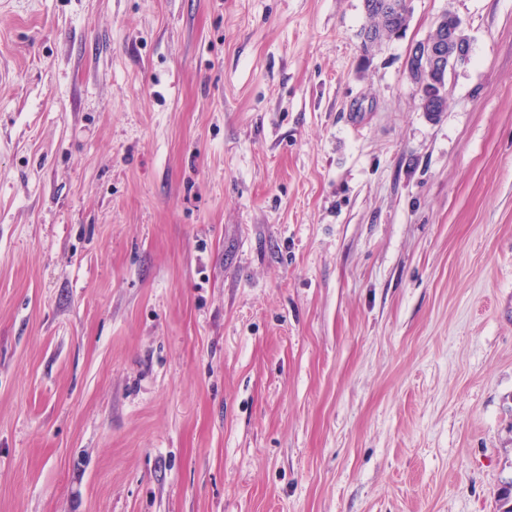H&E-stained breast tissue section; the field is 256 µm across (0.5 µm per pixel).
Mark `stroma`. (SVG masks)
Wrapping results in <instances>:
<instances>
[{
    "label": "stroma",
    "mask_w": 512,
    "mask_h": 512,
    "mask_svg": "<svg viewBox=\"0 0 512 512\" xmlns=\"http://www.w3.org/2000/svg\"><path fill=\"white\" fill-rule=\"evenodd\" d=\"M412 7L0 0V512H498L512 0ZM364 7L365 12L372 11L374 13L379 14L381 17L386 18L392 11L400 9V5L397 4L394 0H366ZM378 15L375 14H367L366 13V24L361 29L360 36L362 39V36L365 32L369 33L370 31H374L379 35L380 38V45L384 44L387 40L384 37V34L381 33V28L383 27V21ZM374 34L371 32L369 33L365 41L363 42V47L365 52H369L367 47L370 48L371 45L375 44L377 39L374 38ZM367 44V45H366ZM429 34L414 44L405 62L409 72L412 69L433 71L438 77L448 73L458 64L469 59L470 41L462 21L455 14L438 16ZM448 44L451 47L448 53ZM410 62L412 64L410 65Z\"/></svg>",
    "instance_id": "obj_1"
}]
</instances>
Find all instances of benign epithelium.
Masks as SVG:
<instances>
[{
	"mask_svg": "<svg viewBox=\"0 0 512 512\" xmlns=\"http://www.w3.org/2000/svg\"><path fill=\"white\" fill-rule=\"evenodd\" d=\"M365 11H372L386 18L393 10L400 9L396 0H367ZM470 56V41L465 33L462 21L455 14L440 15L436 18L431 34L416 42L405 62L410 69H426L442 77L457 65L466 62ZM423 104L436 112L444 108L447 98V84L437 85L430 95H423Z\"/></svg>",
	"mask_w": 512,
	"mask_h": 512,
	"instance_id": "obj_1",
	"label": "benign epithelium"
}]
</instances>
